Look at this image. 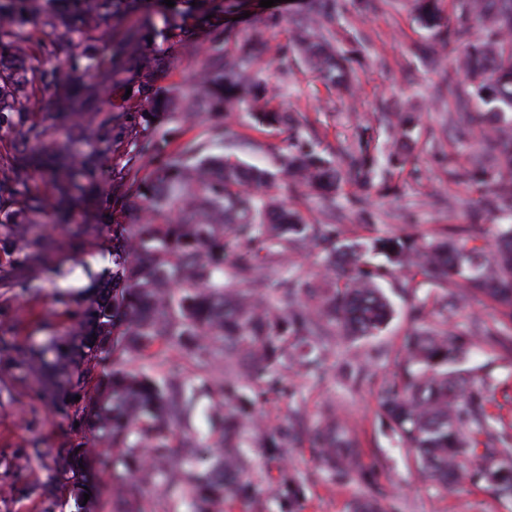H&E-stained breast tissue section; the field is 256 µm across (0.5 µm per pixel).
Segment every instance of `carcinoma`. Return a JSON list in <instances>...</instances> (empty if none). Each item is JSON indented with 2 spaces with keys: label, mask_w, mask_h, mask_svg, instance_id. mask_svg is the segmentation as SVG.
<instances>
[{
  "label": "carcinoma",
  "mask_w": 512,
  "mask_h": 512,
  "mask_svg": "<svg viewBox=\"0 0 512 512\" xmlns=\"http://www.w3.org/2000/svg\"><path fill=\"white\" fill-rule=\"evenodd\" d=\"M210 28L206 50L195 33L174 22L157 28L146 9L130 24L103 29L107 11L119 20L139 0H0V48L14 63H0V131L11 156L0 161V247L17 255L31 282L62 243L33 228L50 209L70 214L82 209L99 188L104 155L131 143L136 150L125 165L112 169V202L135 210L138 224L112 225V268L97 279L89 304L80 313L79 341L55 334L26 346H0V377L16 373L32 378L45 395L56 392L47 376L63 381L81 409L71 422L112 452L93 451L80 441L49 455L26 448L0 460V476L25 468L32 458L51 457L48 480L25 488L48 499L62 487L73 497L75 512H102L100 471L112 472V494L124 491L125 473L145 483L182 491L187 512H211L224 504V490L246 495L252 484L238 448L246 424L269 396L287 393L281 368L307 367L316 351L341 330L349 338L375 336L390 322L392 305L380 288L388 267L413 268L443 294L417 299L419 322L403 340L396 370L380 387L379 408L393 432L413 453L421 471L440 487L475 482L482 471L496 473L512 460V433L487 413L482 389L464 368L473 351L471 336L426 322L435 311L452 314L466 299H487L499 315L500 329L479 325L491 343L512 344V224H501L492 258L470 244L469 229L450 228L429 238L376 235L344 237L336 211L322 209L310 224L281 207L305 186L322 196L346 182L358 193L352 204L364 206L373 191H390L385 167L399 157L385 153L379 141L357 133L333 153L301 129L254 77L250 64L268 52L263 30H243L207 16L228 14L224 0H196ZM417 19L436 32L437 43L422 49L440 77V92L466 122L470 106L486 109L484 141L492 153L473 167L448 173L456 184L477 186L484 213H512V0H414ZM371 0H301L292 18L295 35L277 47L274 62L305 63L337 90L350 88L351 59L339 47L344 32L324 25ZM453 41L464 69H444L436 52ZM206 54L200 79L188 91H164L156 74L179 59ZM134 76L130 110L138 122L112 125L105 95L121 75ZM38 91L53 97L55 122L32 119L30 101ZM246 103L258 123L288 125L294 132L288 149L272 169L249 166L238 153L247 148L227 123L211 129L225 144L221 154L204 142L190 141L167 150L163 137H146L166 113L188 119L196 110L229 113ZM60 142L50 169L52 197L32 193L44 168L48 145ZM152 171L140 172L146 165ZM314 246L324 270L344 259L352 275L343 283L316 280L287 266V259ZM381 255L386 263L374 261ZM265 262V287L275 290L280 306L270 310L257 292L253 259ZM158 343L176 348L196 363L192 376L155 377L126 370L137 354ZM224 360V376L208 373L210 359ZM209 401L214 436L193 448H177L172 433L188 430L202 400ZM291 428L271 426L266 448H284ZM321 448L352 447L349 430L331 424L316 437ZM89 500H84V495Z\"/></svg>",
  "instance_id": "1"
}]
</instances>
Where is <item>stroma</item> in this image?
Returning <instances> with one entry per match:
<instances>
[{
    "instance_id": "obj_1",
    "label": "stroma",
    "mask_w": 512,
    "mask_h": 512,
    "mask_svg": "<svg viewBox=\"0 0 512 512\" xmlns=\"http://www.w3.org/2000/svg\"><path fill=\"white\" fill-rule=\"evenodd\" d=\"M295 9L294 0H279L271 9L261 7L260 0H249L248 15L238 25L264 26L268 12H276L281 20L276 26L264 27L265 36L270 45L285 46L293 38ZM347 29L351 48L359 52L353 97L339 98L297 65L283 89L291 109L303 113L309 128L333 148L352 138L360 127L381 134L383 113H413L415 127L405 150L408 163L390 172L397 196L374 194L369 199L376 229L421 237L467 224L478 243L493 242L496 223H510L512 215H498L493 222L480 220L472 211L479 203L478 194L462 191L457 200L448 198L449 170L470 165L482 150L481 109L472 107L470 132L463 142L448 140V101L437 92L439 77L412 52L414 45L432 40L431 32L417 21L412 0H386L373 12L351 15ZM229 122L252 143L242 154L248 164L272 167L288 143L287 128L258 126L246 110L232 112ZM92 207L104 216L96 238L60 252L30 289L16 284L14 255L0 251L1 340L24 346L41 339L48 333L44 319L49 315L59 328H68L73 323L74 304H87L92 280L111 265L112 223L129 219L116 210L106 193ZM413 276V271L395 267L383 281L395 315L381 335L355 342L329 341L317 368L292 374V395L271 399L264 406L263 422L292 425L296 440L274 453L263 448L260 438L251 439L246 470L254 489L246 497L227 494L224 512H353L361 500L377 503L380 512H512V500L495 498L485 484L467 483L448 490L435 486L417 470L407 448L381 418L379 387L393 374L392 359L415 325L416 293L409 287ZM466 367L475 385L484 388L489 412L512 422V346L478 342ZM331 410L357 441L350 451L352 466L326 458L316 444L315 433ZM76 439L65 415L36 398L31 381L0 385L1 458H11L34 445L66 448ZM44 477L36 462L15 475L14 491L0 497V512H45L49 507L54 512H71L66 495L56 494L47 502L20 494V487ZM287 479L293 481L297 495L285 506L278 491Z\"/></svg>"
}]
</instances>
